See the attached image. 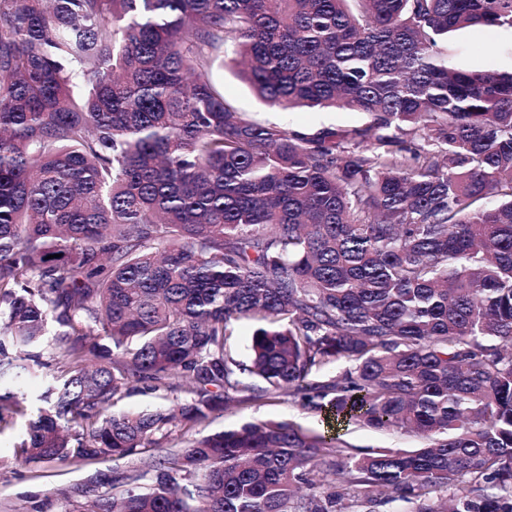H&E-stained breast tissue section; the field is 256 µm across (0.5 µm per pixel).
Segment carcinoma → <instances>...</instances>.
<instances>
[{
    "instance_id": "cac0c4a2",
    "label": "carcinoma",
    "mask_w": 512,
    "mask_h": 512,
    "mask_svg": "<svg viewBox=\"0 0 512 512\" xmlns=\"http://www.w3.org/2000/svg\"><path fill=\"white\" fill-rule=\"evenodd\" d=\"M474 25L512 0H0V383L46 404L16 457L121 460L178 423L92 479L96 512H512V72L448 62ZM229 47L268 105L367 120L248 119L212 80ZM134 391L179 396L114 411ZM280 396L427 443L188 437Z\"/></svg>"
}]
</instances>
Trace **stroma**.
<instances>
[{
    "label": "stroma",
    "instance_id": "35a3bbf8",
    "mask_svg": "<svg viewBox=\"0 0 512 512\" xmlns=\"http://www.w3.org/2000/svg\"><path fill=\"white\" fill-rule=\"evenodd\" d=\"M449 62L468 71L502 73L512 71V29L470 26L452 33L446 44ZM214 82L225 98L240 111L260 123H276L294 129L312 130L321 127H347L363 122L357 112L343 110L284 112L260 102L240 79L230 61L215 63ZM267 419L290 420L314 431L322 430L319 413L305 409L288 397L248 403L229 412L213 413L209 420L197 427L196 435L205 436ZM26 421L14 418L8 428L0 432V512H64L76 500L78 488L90 478L111 474L120 469L130 475H141L150 461L149 453L129 456L120 462L107 458L80 460L74 463L32 462L17 465L15 445L24 434ZM345 439L357 448H417L422 438L415 433L390 434L350 425L344 429Z\"/></svg>",
    "mask_w": 512,
    "mask_h": 512
}]
</instances>
